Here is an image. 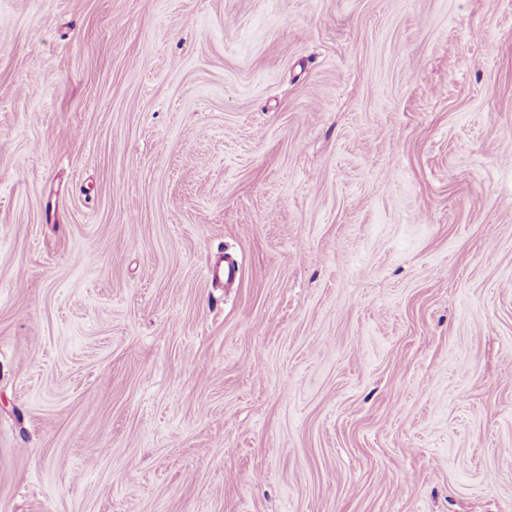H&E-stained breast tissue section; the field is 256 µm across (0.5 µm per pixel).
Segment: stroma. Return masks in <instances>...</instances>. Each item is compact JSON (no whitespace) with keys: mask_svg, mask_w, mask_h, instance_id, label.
<instances>
[{"mask_svg":"<svg viewBox=\"0 0 512 512\" xmlns=\"http://www.w3.org/2000/svg\"><path fill=\"white\" fill-rule=\"evenodd\" d=\"M0 512H512V0H0Z\"/></svg>","mask_w":512,"mask_h":512,"instance_id":"obj_1","label":"stroma"}]
</instances>
